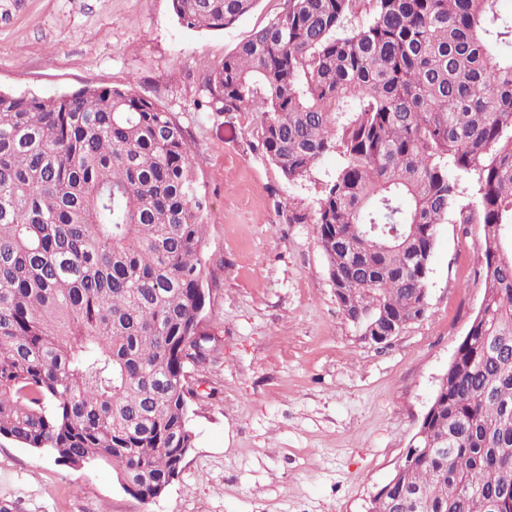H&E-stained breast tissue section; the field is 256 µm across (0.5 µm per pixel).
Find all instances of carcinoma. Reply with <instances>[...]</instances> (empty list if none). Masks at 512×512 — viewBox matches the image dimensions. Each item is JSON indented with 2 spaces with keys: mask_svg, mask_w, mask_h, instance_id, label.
I'll return each instance as SVG.
<instances>
[{
  "mask_svg": "<svg viewBox=\"0 0 512 512\" xmlns=\"http://www.w3.org/2000/svg\"><path fill=\"white\" fill-rule=\"evenodd\" d=\"M256 0H171L224 30ZM499 0H283L207 81L257 113L290 183L339 157L310 213L339 304L403 324L422 306L437 226L482 228L485 309L457 347L430 448L369 512H512V18ZM476 183V205L459 204ZM207 193L172 113L125 87L0 93V437L143 497L194 447L190 369L204 310ZM398 508L390 509L392 499Z\"/></svg>",
  "mask_w": 512,
  "mask_h": 512,
  "instance_id": "carcinoma-1",
  "label": "carcinoma"
}]
</instances>
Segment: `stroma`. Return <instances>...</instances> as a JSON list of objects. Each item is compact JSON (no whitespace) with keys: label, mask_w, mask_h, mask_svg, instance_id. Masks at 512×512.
<instances>
[{"label":"stroma","mask_w":512,"mask_h":512,"mask_svg":"<svg viewBox=\"0 0 512 512\" xmlns=\"http://www.w3.org/2000/svg\"><path fill=\"white\" fill-rule=\"evenodd\" d=\"M281 4L257 0L229 29L193 31L171 0H0V91L129 87L186 130L209 200L216 347L192 372L194 446L162 497L141 503L112 469L1 438L8 512H364L409 447L483 301L481 227L439 225L426 316L386 346L359 341L315 225L288 221L314 210L336 156L288 183L258 145L255 113L197 107L225 54Z\"/></svg>","instance_id":"35a3bbf8"}]
</instances>
